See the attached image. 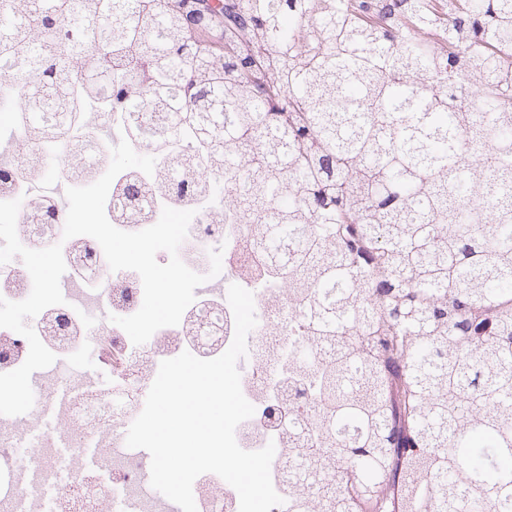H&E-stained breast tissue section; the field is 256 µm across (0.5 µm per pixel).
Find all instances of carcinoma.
<instances>
[{"instance_id":"carcinoma-1","label":"carcinoma","mask_w":512,"mask_h":512,"mask_svg":"<svg viewBox=\"0 0 512 512\" xmlns=\"http://www.w3.org/2000/svg\"><path fill=\"white\" fill-rule=\"evenodd\" d=\"M210 9L0 0L7 104L88 178L68 131L115 110L206 154L160 181L236 216L301 336L264 364L286 512H512V0H227L192 30Z\"/></svg>"}]
</instances>
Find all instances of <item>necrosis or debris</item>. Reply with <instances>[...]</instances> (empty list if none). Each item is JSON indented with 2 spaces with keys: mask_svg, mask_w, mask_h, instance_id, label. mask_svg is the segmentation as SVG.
<instances>
[{
  "mask_svg": "<svg viewBox=\"0 0 512 512\" xmlns=\"http://www.w3.org/2000/svg\"><path fill=\"white\" fill-rule=\"evenodd\" d=\"M20 156L12 152L0 154V201L18 197L44 195V183L60 180L76 185L69 166L58 161L42 177L30 179L22 172ZM180 210L192 209L196 215L190 223L185 264H192L194 255L208 254L219 248L223 251L221 276L224 280L252 291L256 304H263L267 292L259 288L257 280L242 278L243 264L252 262L254 256L235 235L228 232L226 224L211 223L206 214L211 202L205 198L178 197L168 190L153 193V212L163 207ZM66 208H59L58 218L52 224H31L18 220L17 233L21 243L31 249H42L61 244L64 259H72L76 247L87 246L95 258L79 278V285L100 298L113 313L128 316L135 313L143 300L140 276L131 270L110 271L102 264L100 244L89 236L63 239ZM201 324H222L224 334L217 342L198 340L189 346L182 340L181 326L164 327L156 331L143 345L136 346L117 328L92 327L84 319L76 304L55 306L61 314L63 325L57 337L45 339V346L56 354H67L85 343L89 335L101 340L104 365L112 372L111 384H79L73 389L63 411L64 423L59 431L69 442L68 447H57L39 429L20 431L10 425L0 426V469L12 467L16 460H23L24 470L41 472L39 483L24 487L14 485L10 494L0 496V512H92L86 507L87 495L95 499H108L116 512H126L128 506L149 512L151 498L142 491V468L139 459L123 451L122 436L127 425L142 411L147 391L152 384L153 372L160 362L178 356L183 351L203 359L221 355L231 344L234 317L228 303L194 301L191 306ZM98 448L105 461L96 466L76 470L75 458L87 448ZM198 512H231L229 504L237 500L232 487L224 486L222 478L213 473L198 477L194 492Z\"/></svg>",
  "mask_w": 512,
  "mask_h": 512,
  "instance_id": "necrosis-or-debris-1",
  "label": "necrosis or debris"
}]
</instances>
